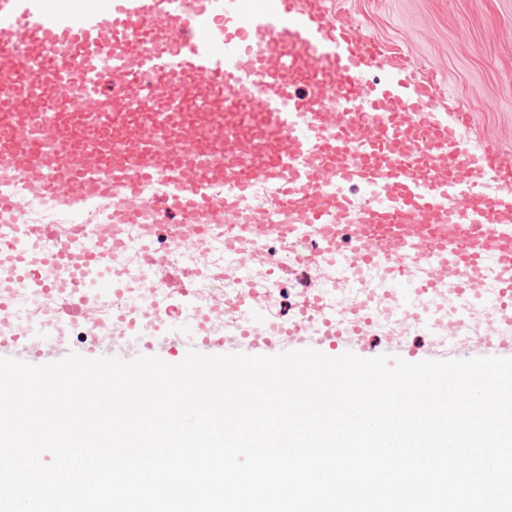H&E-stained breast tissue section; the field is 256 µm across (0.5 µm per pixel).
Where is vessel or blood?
I'll use <instances>...</instances> for the list:
<instances>
[{
  "label": "vessel or blood",
  "instance_id": "vessel-or-blood-1",
  "mask_svg": "<svg viewBox=\"0 0 512 512\" xmlns=\"http://www.w3.org/2000/svg\"><path fill=\"white\" fill-rule=\"evenodd\" d=\"M379 64L321 0H0V178L24 188L0 192V321L50 294L41 319L57 327L56 349L71 326L103 330L81 351L90 359L145 327L142 354L171 343L178 362L240 342L254 355L373 357L381 299L430 335L512 357V155L475 153L460 117L407 78L365 82ZM261 193L271 220L241 223ZM27 195L72 223L24 222ZM94 204L104 221L90 250ZM136 223L139 280L119 260ZM213 224L232 226L225 251L258 277L212 271L223 292L185 321L171 255ZM162 232L166 252L154 245ZM305 240L308 258L288 261ZM300 267L336 268L356 283L353 299L314 289L299 318L272 321V280ZM375 270L384 287L368 284ZM450 297L451 314L440 306ZM485 305L499 321L472 330ZM228 309L251 318L225 321ZM19 347L42 353L27 330L0 333V357Z\"/></svg>",
  "mask_w": 512,
  "mask_h": 512
}]
</instances>
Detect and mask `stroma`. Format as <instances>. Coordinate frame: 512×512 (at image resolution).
<instances>
[{
	"label": "stroma",
	"mask_w": 512,
	"mask_h": 512,
	"mask_svg": "<svg viewBox=\"0 0 512 512\" xmlns=\"http://www.w3.org/2000/svg\"><path fill=\"white\" fill-rule=\"evenodd\" d=\"M375 42L381 65L369 83L404 73L435 88L440 111H471L461 134L474 149L512 152V0H323Z\"/></svg>",
	"instance_id": "stroma-1"
}]
</instances>
